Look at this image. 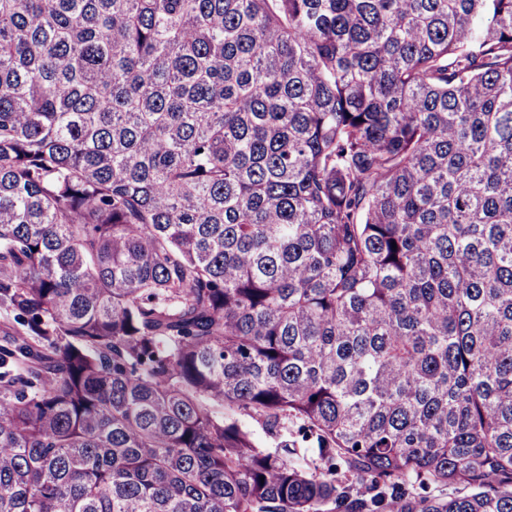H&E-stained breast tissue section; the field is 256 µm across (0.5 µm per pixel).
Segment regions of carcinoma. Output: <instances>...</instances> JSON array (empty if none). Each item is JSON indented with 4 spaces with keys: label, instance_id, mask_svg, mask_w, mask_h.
Segmentation results:
<instances>
[{
    "label": "carcinoma",
    "instance_id": "cac0c4a2",
    "mask_svg": "<svg viewBox=\"0 0 512 512\" xmlns=\"http://www.w3.org/2000/svg\"><path fill=\"white\" fill-rule=\"evenodd\" d=\"M0 312V512H512V0H0Z\"/></svg>",
    "mask_w": 512,
    "mask_h": 512
}]
</instances>
